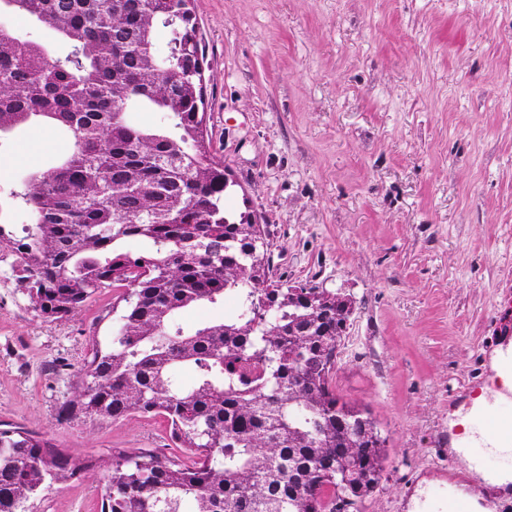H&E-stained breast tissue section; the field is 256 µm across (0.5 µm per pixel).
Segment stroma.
I'll return each mask as SVG.
<instances>
[{
    "instance_id": "obj_1",
    "label": "stroma",
    "mask_w": 512,
    "mask_h": 512,
    "mask_svg": "<svg viewBox=\"0 0 512 512\" xmlns=\"http://www.w3.org/2000/svg\"><path fill=\"white\" fill-rule=\"evenodd\" d=\"M212 153L226 199L263 224L274 277L352 303L336 389L386 437L365 512H448L464 482L448 416L512 339V0H194ZM42 124L0 141V199L70 151ZM0 250V424L88 460L38 512H100L114 453L185 456L160 417L60 422L122 288L33 311Z\"/></svg>"
}]
</instances>
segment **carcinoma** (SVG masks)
<instances>
[{
  "label": "carcinoma",
  "mask_w": 512,
  "mask_h": 512,
  "mask_svg": "<svg viewBox=\"0 0 512 512\" xmlns=\"http://www.w3.org/2000/svg\"><path fill=\"white\" fill-rule=\"evenodd\" d=\"M72 44L60 57L0 27V136L34 121L70 134L59 164L27 174L32 223L0 219V249L33 310L62 319L96 289L132 288L106 349L93 342L63 422L164 418L183 460L112 456L101 512H364L384 444L370 414L336 391L350 320L340 293L270 274L251 213L225 206L232 181L211 154L193 0H0ZM169 30L159 57L157 27ZM134 111L168 124H134ZM228 296L234 316L186 331L181 311ZM190 365L186 386L175 368ZM88 468L21 428H0V512L35 503Z\"/></svg>",
  "instance_id": "carcinoma-1"
}]
</instances>
